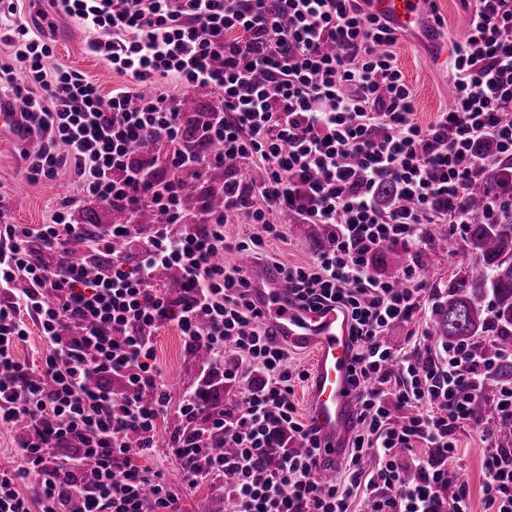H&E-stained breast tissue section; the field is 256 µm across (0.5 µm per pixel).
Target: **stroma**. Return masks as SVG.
I'll list each match as a JSON object with an SVG mask.
<instances>
[{
	"mask_svg": "<svg viewBox=\"0 0 512 512\" xmlns=\"http://www.w3.org/2000/svg\"><path fill=\"white\" fill-rule=\"evenodd\" d=\"M433 9L442 20L435 30L440 51H433L407 33L399 34L393 46L397 63L413 95V118L425 127L434 124L441 113L453 105V97L448 93L452 84L448 62L467 35L471 15L465 0H434ZM52 20L55 24L54 49L46 61L48 70L62 68L81 72L94 80L105 94L117 86L131 84L130 76L117 73L104 60L87 53L89 34L86 30L65 16L56 14ZM21 149L19 143L0 140V208L7 210L9 220L14 224L48 223L63 199L59 185L70 184L72 177L64 172L53 181H29L19 157ZM319 231L316 224L286 225L284 238L270 241L269 251L276 261L287 265L310 263L317 254L315 243ZM435 247V238H428L422 250L427 258L421 269L423 305L411 321L392 329L388 342L394 348L406 347L411 337L421 335L435 309L446 301L448 283L454 274L476 264L462 239H453L451 249L446 253H436ZM155 351L170 402L159 419V446L145 463L164 470L181 512H226L228 504L224 500L223 480L188 486L182 479L180 462L166 452L169 436L181 422L180 398L184 391L195 389L201 382L192 350L175 327L167 326L156 334ZM455 438L456 462L459 472L465 476L469 508L471 512H484L486 447L482 430L473 424H464L456 430Z\"/></svg>",
	"mask_w": 512,
	"mask_h": 512,
	"instance_id": "stroma-1",
	"label": "stroma"
}]
</instances>
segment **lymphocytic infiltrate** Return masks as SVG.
Returning a JSON list of instances; mask_svg holds the SVG:
<instances>
[{"mask_svg": "<svg viewBox=\"0 0 512 512\" xmlns=\"http://www.w3.org/2000/svg\"><path fill=\"white\" fill-rule=\"evenodd\" d=\"M78 22L87 50L133 86L102 94L77 71L47 72L43 25L15 21L10 42L25 78L0 65V91L21 100L37 142L23 152L31 181L71 170L76 198L50 223H8L0 210V426L26 425L14 459L0 468V512H179L165 473L144 465L158 445L168 393L154 337L175 324L189 344L206 346L204 377L220 372L243 389L240 404L205 412L209 392L181 399L182 427L168 446L195 487L233 474L232 512H469L466 492L444 503L456 474L454 434L473 422L483 379L512 344L477 357L466 347L421 353L389 346L390 327L412 318L424 294L418 263L399 278L372 265L384 247L417 255L432 224L470 223L461 201L483 173L474 151L493 139L512 157V0H475L468 35L449 61L454 102L439 122L412 119L413 97L391 47L396 30L361 0H52ZM220 93L210 112L179 111L157 79ZM237 168H225L226 160ZM262 168L261 181L240 165ZM224 167V206L188 212V178ZM393 184L395 200L379 197ZM123 212L124 222L93 231L73 223L77 198ZM156 220L138 221L143 205ZM330 229L333 250L305 265L276 269L300 306L333 304L350 316L357 344L351 382L358 427L336 464L340 478H313L319 442L289 400L307 371L261 325L241 267L220 257L265 253L284 235L272 213ZM259 233L227 241L233 222ZM74 239L80 257L56 259ZM137 244L129 264L115 243ZM175 281L156 286L160 271ZM37 326L46 352L40 370L14 349ZM99 386L87 387V376ZM154 391L144 401L145 391ZM411 408L395 419L393 406ZM139 435L137 444L128 431ZM418 448L408 478L402 452ZM98 463L94 481L82 476ZM35 477L34 497L20 487ZM485 512H512V448L490 444Z\"/></svg>", "mask_w": 512, "mask_h": 512, "instance_id": "lymphocytic-infiltrate-1", "label": "lymphocytic infiltrate"}]
</instances>
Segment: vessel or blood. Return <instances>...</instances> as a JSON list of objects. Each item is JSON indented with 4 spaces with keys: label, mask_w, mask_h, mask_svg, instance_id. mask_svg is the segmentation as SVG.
<instances>
[{
    "label": "vessel or blood",
    "mask_w": 512,
    "mask_h": 512,
    "mask_svg": "<svg viewBox=\"0 0 512 512\" xmlns=\"http://www.w3.org/2000/svg\"><path fill=\"white\" fill-rule=\"evenodd\" d=\"M431 0H367L372 13L389 19L405 31L432 39ZM21 101L0 104V135L16 131ZM250 299L262 314V323L281 343L312 350L313 371L308 379L306 401L310 424L320 443L314 470L317 480L336 476L333 466L343 456L356 430V395L350 383L355 344L348 317L339 307L299 306L277 271L246 260Z\"/></svg>",
    "instance_id": "obj_1"
}]
</instances>
